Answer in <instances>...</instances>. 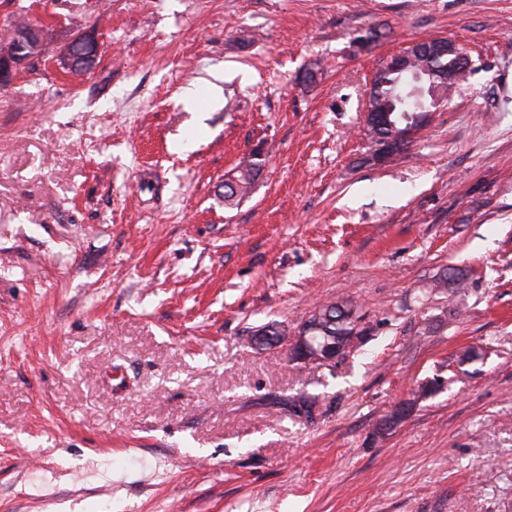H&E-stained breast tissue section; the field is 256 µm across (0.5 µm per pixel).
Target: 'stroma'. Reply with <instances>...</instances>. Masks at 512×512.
Wrapping results in <instances>:
<instances>
[{
	"label": "stroma",
	"instance_id": "obj_1",
	"mask_svg": "<svg viewBox=\"0 0 512 512\" xmlns=\"http://www.w3.org/2000/svg\"><path fill=\"white\" fill-rule=\"evenodd\" d=\"M23 20L54 38L0 88V512H512V0H0ZM435 37L470 71L377 162L371 79ZM346 298L336 364L250 343ZM431 40H435L436 43L448 53V55L453 57L452 62L454 63V68L451 78L455 81L459 76V68L469 66V58L466 56L462 47L450 38L439 37ZM422 127L423 126H407L406 132L403 133L396 141L389 142L374 153L376 160L380 162H387L389 159L403 152L412 142L415 134L421 130ZM259 170V163H245L238 170V175L234 176V179L236 180V190L232 189L228 185H224V204L227 206H234L239 202L252 186Z\"/></svg>",
	"mask_w": 512,
	"mask_h": 512
}]
</instances>
